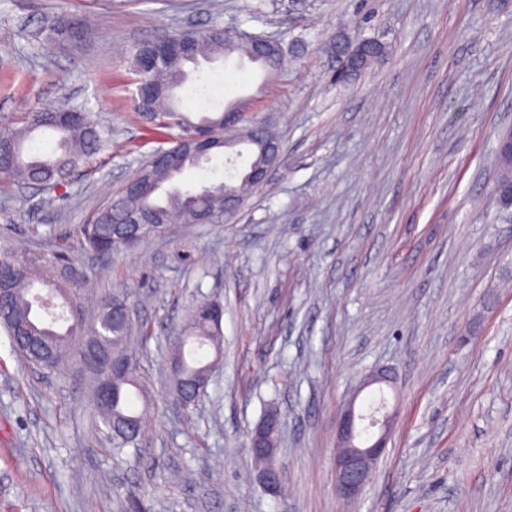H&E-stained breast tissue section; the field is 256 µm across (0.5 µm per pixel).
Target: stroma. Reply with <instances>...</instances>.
Masks as SVG:
<instances>
[{"label":"stroma","mask_w":512,"mask_h":512,"mask_svg":"<svg viewBox=\"0 0 512 512\" xmlns=\"http://www.w3.org/2000/svg\"><path fill=\"white\" fill-rule=\"evenodd\" d=\"M94 20L39 47L44 18ZM220 24L280 41L271 80L202 64L185 111L246 100L283 164L237 211L175 224L124 257L80 250L72 229L155 144L136 118L133 49ZM339 32L385 55L346 85ZM78 105L112 146L67 181L0 195V244L62 248L95 290L125 297L153 336L135 342L145 437L113 457L86 376L14 354L0 329V512H512V210L494 194L512 126V0H0V130ZM204 300L224 307V359L192 417L169 397V338ZM392 387L360 390L374 370ZM396 408L388 448L354 501L335 490L336 419L351 396ZM283 426L280 493L248 448L269 410ZM498 158L502 176L507 179L510 174V179H512V128L502 131L499 135Z\"/></svg>","instance_id":"obj_1"}]
</instances>
